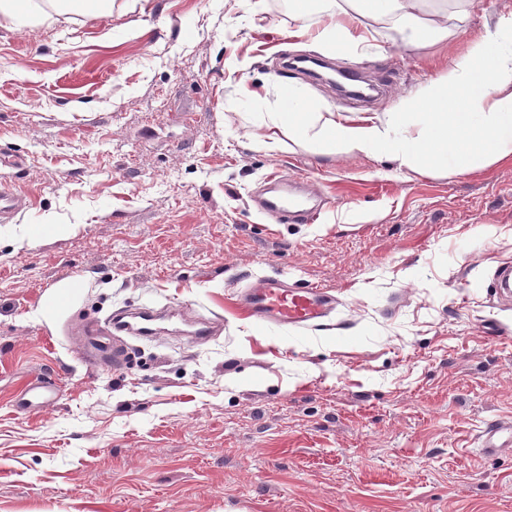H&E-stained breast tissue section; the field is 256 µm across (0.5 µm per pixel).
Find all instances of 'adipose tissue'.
Masks as SVG:
<instances>
[{"mask_svg": "<svg viewBox=\"0 0 512 512\" xmlns=\"http://www.w3.org/2000/svg\"><path fill=\"white\" fill-rule=\"evenodd\" d=\"M469 0L439 15L429 0H337L336 13L304 24L298 35L322 54H354L374 49L373 23L380 22L426 46L448 39ZM264 123L289 139L321 151L384 155L413 171L454 168L464 172L478 161L512 157V10L493 29L471 40L447 73L423 96L401 97L380 117H350L318 103H304L291 86Z\"/></svg>", "mask_w": 512, "mask_h": 512, "instance_id": "ef3b65f1", "label": "adipose tissue"}]
</instances>
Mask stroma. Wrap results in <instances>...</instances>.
<instances>
[{"mask_svg": "<svg viewBox=\"0 0 512 512\" xmlns=\"http://www.w3.org/2000/svg\"><path fill=\"white\" fill-rule=\"evenodd\" d=\"M114 0L49 26L0 17L1 172L29 199L0 223V512H512V159L464 173L384 157L269 149L261 115L298 86L345 115L423 92L512 0H473L455 36L378 28L339 56L383 91L350 99L287 67L315 55L279 0ZM315 189L288 224L252 199ZM340 292L335 324L261 326L262 276ZM82 295L34 312L62 282ZM149 305L211 318L210 340H130L86 364V318ZM55 405L16 412L33 376ZM481 445L487 454L497 448L512 447V420L491 419L487 421L480 435Z\"/></svg>", "mask_w": 512, "mask_h": 512, "instance_id": "obj_1", "label": "stroma"}]
</instances>
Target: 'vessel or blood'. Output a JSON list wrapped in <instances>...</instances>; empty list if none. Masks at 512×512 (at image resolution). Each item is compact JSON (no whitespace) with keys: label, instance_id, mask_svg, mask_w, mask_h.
I'll list each match as a JSON object with an SVG mask.
<instances>
[{"label":"vessel or blood","instance_id":"vessel-or-blood-1","mask_svg":"<svg viewBox=\"0 0 512 512\" xmlns=\"http://www.w3.org/2000/svg\"><path fill=\"white\" fill-rule=\"evenodd\" d=\"M25 197L11 185L0 183V221L12 219L25 209ZM267 211L290 214L307 222L312 217L311 210L300 204L284 199L269 200ZM248 317L261 325H284L293 327H318L324 325L335 311L338 297L335 291L311 285H300L279 276L263 277L245 288L239 298ZM182 320L185 334L196 343L210 339L214 333L211 319L204 316L185 317L183 311L141 307L104 321L88 320L81 327L83 335L99 336L110 332L128 336L151 338L159 331L160 323ZM58 386L51 377L38 375L29 380L15 399L18 411L25 412L44 408L54 402ZM481 445L486 453H494L499 448L512 447V420L492 419L485 423L481 435Z\"/></svg>","mask_w":512,"mask_h":512}]
</instances>
